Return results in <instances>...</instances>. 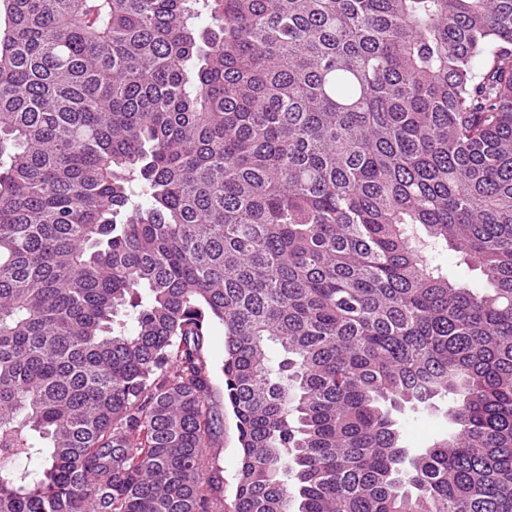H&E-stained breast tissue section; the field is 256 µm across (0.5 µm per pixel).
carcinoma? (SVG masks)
Here are the masks:
<instances>
[{"mask_svg": "<svg viewBox=\"0 0 512 512\" xmlns=\"http://www.w3.org/2000/svg\"><path fill=\"white\" fill-rule=\"evenodd\" d=\"M7 2L0 512H512V0ZM204 355L210 369L211 399L214 407L224 415V430L207 448L209 456L213 458L221 469L224 491V512H234L235 490L237 484L240 444L235 418L231 411H224V327L215 324L204 344ZM402 423L405 440L412 448H424L448 429V420L441 413L417 415L407 412Z\"/></svg>", "mask_w": 512, "mask_h": 512, "instance_id": "1", "label": "carcinoma"}]
</instances>
